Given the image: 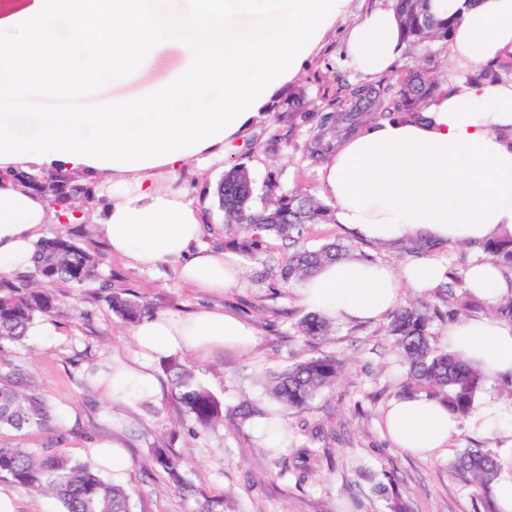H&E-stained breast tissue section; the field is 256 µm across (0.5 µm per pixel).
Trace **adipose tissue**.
<instances>
[{
    "instance_id": "1",
    "label": "adipose tissue",
    "mask_w": 512,
    "mask_h": 512,
    "mask_svg": "<svg viewBox=\"0 0 512 512\" xmlns=\"http://www.w3.org/2000/svg\"><path fill=\"white\" fill-rule=\"evenodd\" d=\"M350 0H8L0 6V168L62 165L112 177L99 232L135 265L178 262L184 283L212 292L235 286L243 259L201 243V214L185 193L162 191L154 176L233 150L238 134L275 91L295 79L311 51L345 17ZM435 19L453 20L448 42L475 79L449 83L420 117L396 116L344 140L321 170L320 195L355 237L393 245L423 237L454 245L512 236V80L478 78L512 53V0H428ZM69 40H60L58 26ZM351 63L385 75L404 48L395 12L374 9L346 32ZM183 63L161 82L138 86L167 49ZM116 92L100 93L102 82ZM220 93L203 98L205 88ZM59 101L26 109L31 96ZM94 97L93 107L81 100ZM200 100L198 110L185 102ZM55 212L13 183L0 182V274L27 269ZM443 265L421 258L395 273L348 257L321 264L302 282V303L332 322L373 321L398 304L402 286H439ZM466 283L496 301L512 295V275L479 257ZM141 362L100 370L93 385L112 399L154 390L153 362L248 349L253 330L220 309L167 312L134 327ZM451 353L489 379L512 373V324L485 317L449 323ZM396 448L430 458L462 427L491 437L512 426V404L494 394L459 418L438 401L393 399L383 416Z\"/></svg>"
}]
</instances>
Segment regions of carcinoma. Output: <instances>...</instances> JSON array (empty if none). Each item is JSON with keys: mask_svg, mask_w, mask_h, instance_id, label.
Here are the masks:
<instances>
[{"mask_svg": "<svg viewBox=\"0 0 512 512\" xmlns=\"http://www.w3.org/2000/svg\"><path fill=\"white\" fill-rule=\"evenodd\" d=\"M428 0H391L406 43L431 46L448 43L453 22L436 21L427 8ZM442 82L436 72L408 71L403 80L388 78L366 82L352 90L353 97L369 103L378 121L396 113L417 115L421 104ZM330 144L324 135L314 138L307 148L315 161L326 159ZM43 182L72 184L71 173L62 171L35 173L20 170V185L38 190L33 177ZM254 183L249 170L242 164L230 168L216 187L215 195L224 223L249 233L241 241L245 249L253 248L261 234L292 237L305 224L332 220L330 209L317 197L303 189L285 195L270 196L260 209L250 202ZM436 248V243L412 238L401 249L413 256H423ZM353 244L328 243L311 250L305 246L290 254L281 269L283 282L308 275L320 264L349 256ZM482 251L494 262L512 271V238L494 240L482 245ZM97 278V260L75 239L62 235L42 238L35 244L32 268L13 275L0 274V340L22 341L38 317L53 316L60 304L54 292L59 284L81 288ZM459 292L450 296L456 310L467 314L476 307L474 295L464 277H457ZM112 312L128 324H136L153 314V308L133 298L111 293L106 297ZM439 310L420 300L393 312L384 326L385 335L392 338L403 363L407 366L402 395H424L448 404L457 414L466 415L486 376L474 364L439 350L433 344L431 325ZM490 315L512 322V296L490 306ZM301 335L317 340L328 335V322L312 315L298 325ZM172 399L183 413L201 429H209L224 418L221 402L199 382L192 369L177 359L165 365ZM338 362L334 355H321L295 363L274 377L271 394L283 412L302 411L311 407L319 392L336 383ZM67 420L54 413L46 403L35 381L21 368L0 362V433L52 429L58 432L54 443L42 448H18L0 441V478L36 498L54 495L62 512H131V497L117 484L105 482L89 460H77L68 455L62 445ZM151 464L162 470L178 488L189 493L193 486L184 478V460L171 450L165 439L150 451ZM452 468L471 476L473 482L487 487L495 481L499 461L488 448H470L452 463Z\"/></svg>", "mask_w": 512, "mask_h": 512, "instance_id": "1", "label": "carcinoma"}]
</instances>
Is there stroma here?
Masks as SVG:
<instances>
[{
  "label": "stroma",
  "mask_w": 512,
  "mask_h": 512,
  "mask_svg": "<svg viewBox=\"0 0 512 512\" xmlns=\"http://www.w3.org/2000/svg\"><path fill=\"white\" fill-rule=\"evenodd\" d=\"M387 0H351L344 20L327 32L301 74L271 97L224 157L191 165L180 172H161L157 187L186 189L202 211V241L224 250L230 235L214 191L225 171L245 165L254 180L255 206L266 197L302 185L320 192V163L305 149L322 133V118L354 108L350 87L365 82L344 55L350 23ZM46 235L70 236L98 261L99 281L81 288H60L63 298L51 317L56 333L0 342V360H12L31 371L52 409L68 414L66 451L79 460L97 439L121 442L128 455L120 477L131 494L132 512H198L204 500L223 498L224 512H498L494 489L474 486L449 465L466 448H490L498 458L512 456V434L478 437L462 432L451 452L420 458L394 448L385 436L382 414L397 396L406 368L385 336L382 321L336 323L328 336L312 341L300 336L298 323L310 314L298 294L299 281L282 282L280 268L297 244L310 248L340 241L355 243L365 258L395 270L410 256L370 241L354 240L350 230L334 223L308 224L299 242L264 236L259 248L245 253L240 282L221 294L188 287L174 262L153 269L112 254L99 232L80 224H50ZM149 302L155 312L194 313L220 307L250 325L256 343L247 350L221 349L206 357L181 360L197 381L224 406V421L203 430L184 416L172 400L163 361H156V390L123 402L108 399L93 387L91 376L107 364L138 362L132 325L109 309L107 292ZM320 354L335 355L339 375L311 409L289 412L287 440L269 452L251 422L236 418L245 402L276 411L268 395L273 374ZM179 437L173 449L187 463L184 476L197 489L186 496L169 484L149 462V450L171 431ZM316 449L319 462L307 479L294 469L296 451Z\"/></svg>",
  "instance_id": "35a3bbf8"
}]
</instances>
